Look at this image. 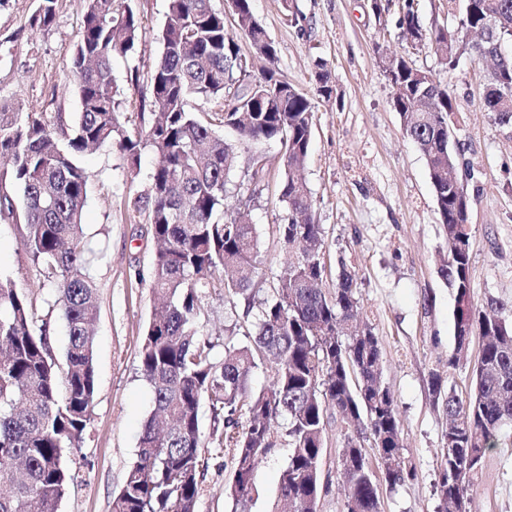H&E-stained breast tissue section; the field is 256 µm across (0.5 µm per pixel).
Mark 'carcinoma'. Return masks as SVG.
I'll use <instances>...</instances> for the list:
<instances>
[{"instance_id": "1", "label": "carcinoma", "mask_w": 512, "mask_h": 512, "mask_svg": "<svg viewBox=\"0 0 512 512\" xmlns=\"http://www.w3.org/2000/svg\"><path fill=\"white\" fill-rule=\"evenodd\" d=\"M57 0H38L32 28L49 27ZM235 28L255 54L275 62L276 48L254 16L251 0H232ZM406 35L423 29L413 0H402L397 20ZM142 18L125 0H85L80 38L70 61L81 112L71 126L62 113L25 112L0 103V216L24 225V246L56 291L55 304L68 335L66 372L59 377L50 346V322L10 280L0 279V512H58L72 474L63 449L80 446L93 404V325L97 289L82 243V215L88 173L76 155L109 145L133 169L142 146L155 156L147 192L130 195L127 206L145 215L157 250L151 286L163 310L147 328L141 370L153 395L137 459L112 501V512H196L199 485L210 461L233 449L229 496L245 510L261 459L275 447L273 427L287 421L291 453L280 476L279 500L288 512H314L323 485L319 469L329 416L356 427L339 452L338 467L348 486L347 512H380L375 479L359 439L373 443L384 480H404L400 419L394 395L382 381L381 352L371 329L349 331L359 302L355 274L343 268L336 290L320 288L325 242L312 211L310 190L300 171L309 156L315 106L288 79L271 70L260 79L242 74L243 59L224 13L212 0H168L162 50L151 69L148 124L128 131L118 112L123 93L112 76V58L134 51ZM487 35L482 50L496 54L512 36V0H471L455 28L429 31L427 44L449 67L476 52L469 34ZM383 66L400 91L393 98L404 135L424 155L448 253L439 273L454 292L457 329L477 332L484 344L474 368V388L463 399L432 392L448 415V453L439 489L443 505L466 512V499L485 454L496 446L502 426L512 422V322L493 315L505 304L487 299L475 305L470 293L469 219L473 198L464 178L448 184L462 154L445 149L454 114L448 87L412 67L402 56H383ZM220 107L234 139L188 109L189 99ZM512 100V57L489 74L484 107L502 125L512 112L498 111ZM67 145L59 146L60 139ZM281 143L279 201L288 212L280 225L283 243L294 252L277 275L272 299L259 304L252 342L238 345V322L227 328L224 362L211 360L215 344L200 337L204 300L221 289L224 302L256 294L258 234L229 203L241 185L231 177L239 150ZM260 365L271 383L250 386ZM208 406L212 441L205 440L200 410Z\"/></svg>"}]
</instances>
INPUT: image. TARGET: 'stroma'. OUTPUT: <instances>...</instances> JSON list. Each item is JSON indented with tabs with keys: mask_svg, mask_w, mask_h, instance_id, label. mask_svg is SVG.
I'll use <instances>...</instances> for the list:
<instances>
[{
	"mask_svg": "<svg viewBox=\"0 0 512 512\" xmlns=\"http://www.w3.org/2000/svg\"><path fill=\"white\" fill-rule=\"evenodd\" d=\"M143 25L134 53L112 63L117 81L131 67L149 78L160 53L159 34L167 0H131ZM375 16L370 0H252L256 18L273 41L275 69L312 99L315 120L304 177L315 220L325 241L324 291H332L341 269L354 272L360 320L371 328L382 353V374L400 415L402 457L408 477L382 488L381 512H442L436 486L446 452L448 417L430 385L440 374L446 385L467 396L482 340L449 365L455 341L454 297L440 276L446 234L440 220L426 160L404 136L392 99L395 89L381 62L404 56L430 72L452 94L453 130L474 170L468 185L470 284L475 304L494 297L512 320V129L485 111L483 97L490 65L462 55L447 67L428 47H413L396 25L397 0H382ZM37 0H5L0 5V99L21 102L28 111L63 113L75 123L80 101L66 65L77 43L83 0H58L46 29L30 28ZM324 62L334 88L323 98L316 62ZM259 150L270 162L265 182L249 181L246 158H239L235 182L247 183L245 211L259 235L260 298L270 297L290 254L279 234L286 212L278 201L281 145L269 140ZM89 175L83 214L84 242L91 249L90 274L98 288L94 335L95 394L80 447L65 449L74 476L59 512H112V500L136 461L144 420L153 409L143 378L140 352L157 302L150 271L155 243L143 216L126 205L129 195L148 189L154 155L142 149L139 172L109 147L77 154ZM23 225L0 219V277L23 289L51 324V351L64 364L67 331L38 268L23 244ZM228 309L221 293L205 300L201 332L215 344L212 359L224 360ZM277 445L259 463L248 512H271L281 473L291 450L283 425H275ZM352 430L342 420L326 425L320 459L324 490L317 512H346V489L337 458ZM230 469L211 463L200 485L197 512H232L226 493ZM470 512H512V429L490 449L472 491Z\"/></svg>",
	"mask_w": 512,
	"mask_h": 512,
	"instance_id": "35a3bbf8",
	"label": "stroma"
}]
</instances>
